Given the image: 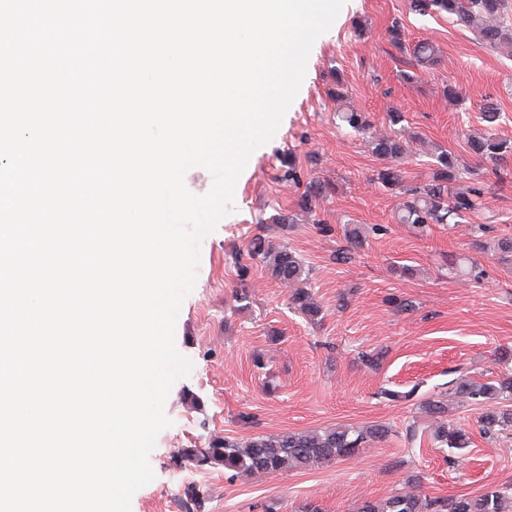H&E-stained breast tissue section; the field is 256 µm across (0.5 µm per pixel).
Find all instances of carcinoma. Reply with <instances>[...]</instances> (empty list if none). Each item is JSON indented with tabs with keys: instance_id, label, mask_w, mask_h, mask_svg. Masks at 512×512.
<instances>
[{
	"instance_id": "1",
	"label": "carcinoma",
	"mask_w": 512,
	"mask_h": 512,
	"mask_svg": "<svg viewBox=\"0 0 512 512\" xmlns=\"http://www.w3.org/2000/svg\"><path fill=\"white\" fill-rule=\"evenodd\" d=\"M508 0H409V10L419 16L448 15L471 28L484 47L512 57V24L505 22ZM420 64L438 62L435 48L420 41L412 48ZM341 120L357 132L370 129L365 113L348 109L340 113ZM467 146L471 153L495 168L504 166L512 157V143L494 134L470 137ZM371 152L381 160L392 161L408 155L407 141L398 135L375 136L369 141ZM458 158L446 150L433 154L428 180L406 190L408 200L398 216L401 224H464L471 213L484 206V188L478 184L465 193H456L454 183L460 178ZM377 180L388 188L402 183L400 170L385 166L377 173ZM347 248L336 250L335 260L346 264L353 259L352 248L362 243L356 230L346 234ZM250 261L265 264L271 278L293 287L288 296L290 307L316 322L321 309L310 292L295 284L309 278L301 257L288 245L274 246L265 235L258 233L247 246ZM453 397L460 403L482 408L478 419L480 431L495 439L512 431V369L502 371L494 382H459L453 387ZM389 428L376 423L361 428L327 427L302 432L287 431L257 435L247 440L236 438L212 439L202 448H183L180 458L189 466L221 465L230 471L251 474H272L291 468L307 469L350 457L360 449L381 441ZM438 448L462 450L466 448V434L458 422L440 423L431 434ZM512 500V481L486 487L476 496L459 495L451 498L430 497L401 491L381 504L365 502L359 512H503L504 499Z\"/></svg>"
}]
</instances>
